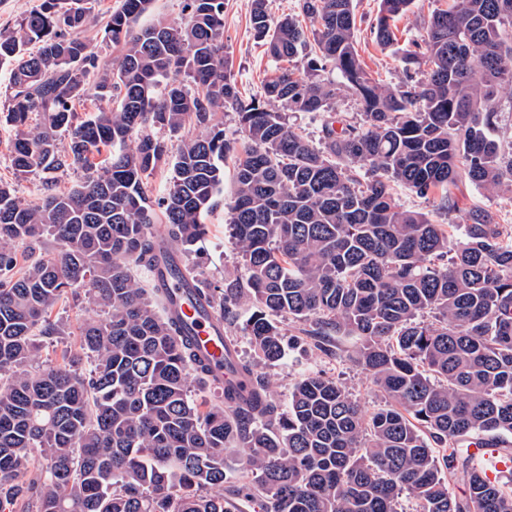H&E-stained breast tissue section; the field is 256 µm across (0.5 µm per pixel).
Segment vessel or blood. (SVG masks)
Wrapping results in <instances>:
<instances>
[{
  "instance_id": "b4317fda",
  "label": "vessel or blood",
  "mask_w": 512,
  "mask_h": 512,
  "mask_svg": "<svg viewBox=\"0 0 512 512\" xmlns=\"http://www.w3.org/2000/svg\"><path fill=\"white\" fill-rule=\"evenodd\" d=\"M181 263L173 253H166L158 263L164 284L169 291L171 303L169 313L183 320L195 336L202 352L210 359L218 383L230 381L226 362L234 355V350L224 334V323L207 306H198L190 301L192 282L186 274L180 273Z\"/></svg>"
}]
</instances>
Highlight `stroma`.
<instances>
[{"mask_svg": "<svg viewBox=\"0 0 512 512\" xmlns=\"http://www.w3.org/2000/svg\"><path fill=\"white\" fill-rule=\"evenodd\" d=\"M90 2L95 20L84 29L82 36L101 57L108 60L116 58L120 50L107 40L104 28L109 14L120 6L121 0ZM451 4L452 0H415L410 12L393 22L398 39L397 48L384 49L376 43L373 35L379 0H354L358 51L366 71L382 85L393 87L399 84L404 78L400 49L408 47L411 41L423 38L433 10L445 9ZM251 9L252 0H225V53L237 86L246 97L261 94L267 74L275 67L274 61L253 36ZM13 138L14 133L10 128L0 127V181L11 183L20 199L37 202L43 193L44 175L36 171L21 178L15 177L9 153ZM232 188L233 168L228 165L224 168V190L219 197V204L205 219L208 235L187 258L188 263L203 278L218 287L244 272L242 253L233 238L230 224ZM396 193L405 208L429 214L432 220L440 224L466 223L469 209L478 206L495 213L500 223L512 225V194H492L463 181L450 189L451 195L458 202L457 209L445 214L438 212L431 200L417 197L404 187H397ZM89 315L84 297L72 296L59 304L52 317L62 324L64 333L46 341L37 357L38 363L56 362L66 350L79 354L78 327ZM260 371L269 382L272 397L283 409L288 406L290 393L297 380L311 371H322L339 379L366 410H373L385 403L384 396L360 368L347 359L329 357L302 344L290 347L282 360L261 366Z\"/></svg>", "mask_w": 512, "mask_h": 512, "instance_id": "1", "label": "stroma"}]
</instances>
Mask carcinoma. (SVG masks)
I'll return each instance as SVG.
<instances>
[{
  "label": "carcinoma",
  "instance_id": "1",
  "mask_svg": "<svg viewBox=\"0 0 512 512\" xmlns=\"http://www.w3.org/2000/svg\"><path fill=\"white\" fill-rule=\"evenodd\" d=\"M413 3L380 0V45L393 44L390 21ZM151 5L122 0L110 13L105 31L121 48L111 63L81 37L92 21L84 0H41L0 31L13 170L85 171L67 192L46 182L34 204L0 182V512H244L256 499L262 512H398L405 491L419 512H512V489L461 447L476 434L494 448L512 436V225L479 208L466 224H438L394 193L437 196L450 212L448 186L463 179L512 192V141L498 133L512 94V0L435 11L423 44L402 56L421 78L398 88L363 67L353 0H299V20L253 0L255 38L288 67L249 99L228 69L224 0H185L181 19L139 24ZM342 90L360 122L325 123L317 144L288 124V112L334 111ZM87 97L96 109L81 118L75 104ZM226 108L238 141L224 138ZM188 120L205 134L176 145L156 135ZM229 158L246 279L217 288L183 268L224 323L248 309L254 357L236 358L224 406L204 409L189 380L214 382L211 368L165 316L153 225L189 254ZM162 166L170 176L154 197L148 178ZM48 241L47 256L20 266L16 245L33 253ZM82 288L99 310L80 328L88 367L65 352L27 368L37 339L62 335L52 310ZM281 315L325 355L350 340L348 359L386 405L366 414L343 384L310 372L281 412L258 371L284 356ZM229 449L238 475L224 468ZM459 474L463 499L449 488Z\"/></svg>",
  "mask_w": 512,
  "mask_h": 512
}]
</instances>
